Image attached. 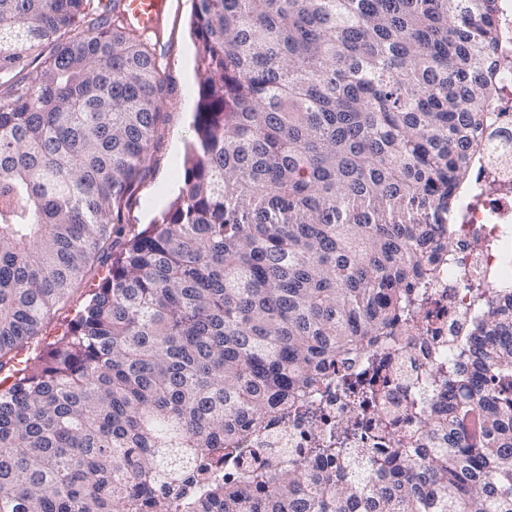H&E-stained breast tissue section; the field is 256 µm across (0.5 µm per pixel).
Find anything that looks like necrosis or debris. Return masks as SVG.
<instances>
[{
	"instance_id": "necrosis-or-debris-1",
	"label": "necrosis or debris",
	"mask_w": 512,
	"mask_h": 512,
	"mask_svg": "<svg viewBox=\"0 0 512 512\" xmlns=\"http://www.w3.org/2000/svg\"><path fill=\"white\" fill-rule=\"evenodd\" d=\"M497 23L501 40L490 140L477 147L470 187L457 211L448 217L453 241L450 254L422 285L433 299V314L417 335L379 340L374 347L384 359L379 372L366 370L361 356L348 359L361 380L385 383L386 401L371 418L374 426L395 439L415 433V419L402 413L406 393L415 387L417 377L432 369L436 355L448 354L467 334L477 313L470 283L483 280L493 301L502 298L505 289H512V0H497ZM322 404V419L299 418L285 426H271L263 447L281 448L289 458H301L329 424L355 415L335 387L327 388Z\"/></svg>"
}]
</instances>
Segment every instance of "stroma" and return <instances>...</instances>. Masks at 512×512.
<instances>
[{
	"label": "stroma",
	"instance_id": "obj_1",
	"mask_svg": "<svg viewBox=\"0 0 512 512\" xmlns=\"http://www.w3.org/2000/svg\"><path fill=\"white\" fill-rule=\"evenodd\" d=\"M193 0H173L161 23L163 65L169 92L160 104L161 139L152 149L149 173L127 199L128 228L140 230L161 220L184 186L187 152L195 138L199 44L191 32Z\"/></svg>",
	"mask_w": 512,
	"mask_h": 512
}]
</instances>
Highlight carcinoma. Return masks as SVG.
Here are the masks:
<instances>
[{"label": "carcinoma", "instance_id": "1", "mask_svg": "<svg viewBox=\"0 0 512 512\" xmlns=\"http://www.w3.org/2000/svg\"><path fill=\"white\" fill-rule=\"evenodd\" d=\"M101 2L0 0V76H27L0 97V512H512V294L476 279L470 347L430 378L448 408L410 407L424 446L240 448L423 328L414 289L495 96L496 0H194L184 188L125 243L168 86L159 38ZM403 203L431 219L381 210ZM109 265L110 262L103 266L95 267L89 278L75 290L68 305L57 313L54 320L46 324L36 341L45 338H47V341H52L54 336L61 334L66 323L73 317L74 312L81 308L89 299V294L96 287L99 279L106 274Z\"/></svg>", "mask_w": 512, "mask_h": 512}]
</instances>
